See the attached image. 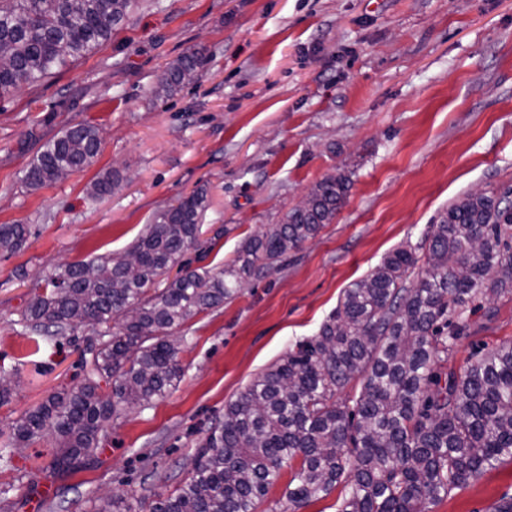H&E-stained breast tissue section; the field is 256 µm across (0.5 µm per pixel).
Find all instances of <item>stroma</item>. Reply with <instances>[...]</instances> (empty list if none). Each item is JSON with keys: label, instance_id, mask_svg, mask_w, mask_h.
Returning <instances> with one entry per match:
<instances>
[{"label": "stroma", "instance_id": "35a3bbf8", "mask_svg": "<svg viewBox=\"0 0 512 512\" xmlns=\"http://www.w3.org/2000/svg\"><path fill=\"white\" fill-rule=\"evenodd\" d=\"M208 62L167 99L158 75L187 48ZM98 127L94 163L41 187L24 180L44 145ZM118 171L112 192L92 184ZM350 179L331 224L180 329L183 374L148 408L122 412L75 471L55 473L43 438L0 461V512H94L184 478L202 431L342 293L467 192H512V0H136L91 54L0 98V224L29 235L0 252V370L12 395L0 441L33 406L79 381L73 342L30 335L21 315L59 267L125 252L178 197L207 192L210 266L281 223L329 174ZM445 371L512 340V291L476 300ZM512 461L455 488L433 512H492Z\"/></svg>", "mask_w": 512, "mask_h": 512}]
</instances>
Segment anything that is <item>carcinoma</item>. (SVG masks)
Segmentation results:
<instances>
[{"instance_id":"1","label":"carcinoma","mask_w":512,"mask_h":512,"mask_svg":"<svg viewBox=\"0 0 512 512\" xmlns=\"http://www.w3.org/2000/svg\"><path fill=\"white\" fill-rule=\"evenodd\" d=\"M135 0H0V98L66 68L102 42ZM206 63L192 47L158 76L155 95L171 97ZM98 130L78 124L49 141L28 169L31 187L62 180L97 155ZM349 177L331 174L280 224H267L221 268L195 267L207 194L199 189L159 214L127 252L69 264L47 279L22 317L45 339L94 336L81 349L82 380L51 394L16 424L0 458L52 431L51 467L76 469L127 407H146L182 375L173 331L224 304L239 285L278 268L317 236L344 203ZM23 224H0V251L26 242ZM484 239L482 257L469 245ZM195 250V258L186 257ZM138 258V273L127 257ZM423 270L407 285L418 262ZM174 277H169L171 270ZM164 283L159 288L157 284ZM512 289V201L468 193L344 290L319 333L286 352L205 430L195 464L169 494L135 511L121 497L95 512H257L284 463L300 459L284 490L285 512L329 495L348 480L338 512H432L453 489L512 459V340L476 353L464 375L442 363L465 337V313L479 297ZM360 376L353 406L336 392ZM111 384L103 393L101 382ZM353 457L345 472L344 453Z\"/></svg>"}]
</instances>
